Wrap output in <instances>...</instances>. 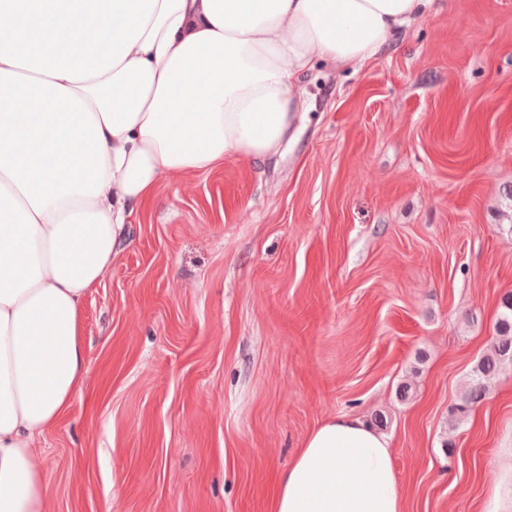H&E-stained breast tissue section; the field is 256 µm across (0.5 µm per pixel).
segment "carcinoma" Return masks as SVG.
Returning a JSON list of instances; mask_svg holds the SVG:
<instances>
[{"label": "carcinoma", "instance_id": "cac0c4a2", "mask_svg": "<svg viewBox=\"0 0 512 512\" xmlns=\"http://www.w3.org/2000/svg\"><path fill=\"white\" fill-rule=\"evenodd\" d=\"M495 341L490 352L485 355L473 370L472 386L461 403L456 405L453 414L456 420L464 419L472 405L479 402L484 393V380L512 365V295L504 298L502 311L495 323Z\"/></svg>", "mask_w": 512, "mask_h": 512}]
</instances>
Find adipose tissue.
Listing matches in <instances>:
<instances>
[{
	"instance_id": "1",
	"label": "adipose tissue",
	"mask_w": 512,
	"mask_h": 512,
	"mask_svg": "<svg viewBox=\"0 0 512 512\" xmlns=\"http://www.w3.org/2000/svg\"><path fill=\"white\" fill-rule=\"evenodd\" d=\"M429 7L0 0V512H46L33 445L83 377L81 303L159 182L276 155L313 62L363 65ZM273 512H404L390 438L327 420L280 476Z\"/></svg>"
}]
</instances>
